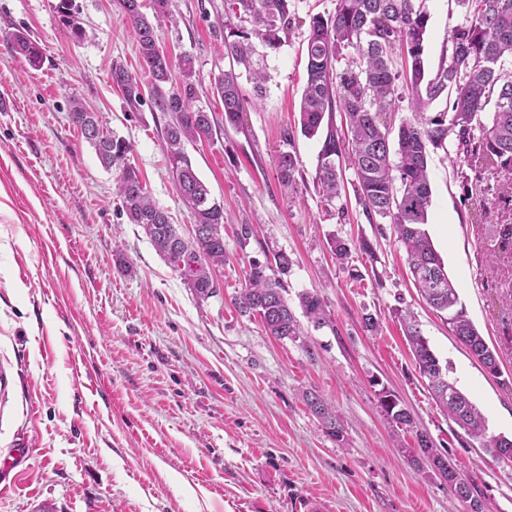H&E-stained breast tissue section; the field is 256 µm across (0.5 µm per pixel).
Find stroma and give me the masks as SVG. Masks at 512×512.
<instances>
[{
  "label": "stroma",
  "instance_id": "35a3bbf8",
  "mask_svg": "<svg viewBox=\"0 0 512 512\" xmlns=\"http://www.w3.org/2000/svg\"><path fill=\"white\" fill-rule=\"evenodd\" d=\"M55 0H0V458L29 450L0 512H457L430 469L409 463L416 431L429 435L472 476L495 512H512V464L495 460L436 405L415 367L395 309L415 313L457 387L483 411L490 434L512 437V310L501 295L512 263L490 268L494 249L475 202L444 151L429 160L425 229L461 303L499 355L489 373L409 278L390 225L368 223L354 190L338 217L314 187L320 142L301 134L309 14L331 15L336 0H296V24L264 59L263 97L243 81L242 128L187 145L199 177L224 205L226 261L221 288L198 299L129 223L100 163L68 118L71 98L104 114L131 145L128 158L155 203L190 228L162 148L166 116L116 0H75L86 29L74 42ZM229 0H176L177 25L158 41L173 61L191 57L197 103L215 113ZM425 55L436 69L456 24L448 0H426ZM27 30L43 49L40 67L13 53L8 38ZM122 63L141 84L140 111H127L111 79ZM292 130L291 142L282 139ZM296 152L302 179L284 188L279 152ZM252 227L239 237L240 225ZM352 244L346 263L331 237ZM369 240L373 254L357 249ZM123 254L127 267L115 263ZM287 256L289 301L318 292L328 325L303 341L268 336L234 298L251 260ZM378 315L367 330L364 314ZM395 393L414 419L398 428L378 391ZM315 390L345 426L337 443L303 401Z\"/></svg>",
  "mask_w": 512,
  "mask_h": 512
}]
</instances>
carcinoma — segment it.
Masks as SVG:
<instances>
[{"instance_id": "cac0c4a2", "label": "carcinoma", "mask_w": 512, "mask_h": 512, "mask_svg": "<svg viewBox=\"0 0 512 512\" xmlns=\"http://www.w3.org/2000/svg\"><path fill=\"white\" fill-rule=\"evenodd\" d=\"M453 2L459 19L432 73L424 58L429 21L425 0H336L332 15H309L307 79L299 103V125L308 137L322 135L315 182L326 205L344 214L341 159L347 152L356 198L368 223L392 225L420 296L445 314L448 331L496 374L497 352L468 317L424 225L432 195L430 152H452L459 159L456 177L462 186L470 193L492 191L499 199L500 208L494 211L483 202L476 206V223L491 225L498 244L489 261L498 264L512 257V0ZM173 4L174 0H118L121 19L132 31L143 68L157 90L158 107L169 116L162 140L175 190L194 215L196 232L188 237L179 234L169 213L153 202L138 170L128 161L131 146L125 139L90 133L92 128L108 130L105 118L77 98L70 102L68 118L101 164L114 172L115 194L128 221L143 230L156 252L204 300L220 289L214 273L225 261L224 206L210 199L185 146L209 142L217 130L213 114L195 105L191 59L183 60L181 83L162 90L170 83L172 61L160 48L156 30L164 20L176 23ZM54 9L70 38L82 40L85 31L78 26L75 0H57ZM229 14L242 25L224 21L229 67L214 78V90L224 105V125L236 128L246 102L237 68L244 67L254 91L262 94L266 73L254 59L255 42L269 50L280 48L296 21L295 0H231ZM10 44L30 64L41 62V47L23 32L11 34ZM111 78L126 108L139 110L142 94L136 76L114 64ZM440 99L446 100L445 108L430 111ZM404 103L410 115L397 125L394 117ZM335 112L344 114L347 131L336 129ZM395 125L397 141L393 143L390 135ZM300 168L297 155L281 153L277 173L282 186L293 187ZM492 170L506 176L494 189L486 185V174ZM288 268L283 255L273 263L250 262L246 286L235 298V306L243 315L259 317L268 335L295 341L304 335L296 309L315 328L326 325L329 317L316 292L298 295L296 307L290 304L282 283ZM395 315L416 369L428 380L448 419L497 458L501 449L512 448V439L488 434L484 415L449 378L448 365L432 351L416 317L401 309ZM304 400L323 432L343 442L345 428L335 406L311 391ZM379 403L392 422L413 427V418L394 394L380 390ZM416 441L418 450L410 456L413 464H419L421 456L427 458L433 473L448 484L466 512H492L475 494L474 480L460 474L427 434H416Z\"/></svg>"}]
</instances>
